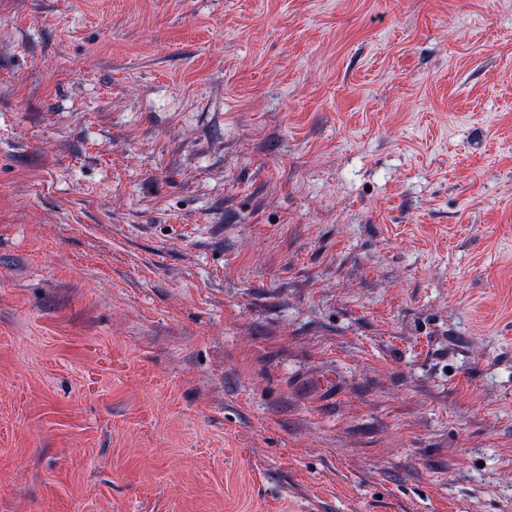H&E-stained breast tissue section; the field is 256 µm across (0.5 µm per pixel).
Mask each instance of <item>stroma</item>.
<instances>
[{
  "instance_id": "1",
  "label": "stroma",
  "mask_w": 512,
  "mask_h": 512,
  "mask_svg": "<svg viewBox=\"0 0 512 512\" xmlns=\"http://www.w3.org/2000/svg\"><path fill=\"white\" fill-rule=\"evenodd\" d=\"M0 512H512V0H0Z\"/></svg>"
}]
</instances>
